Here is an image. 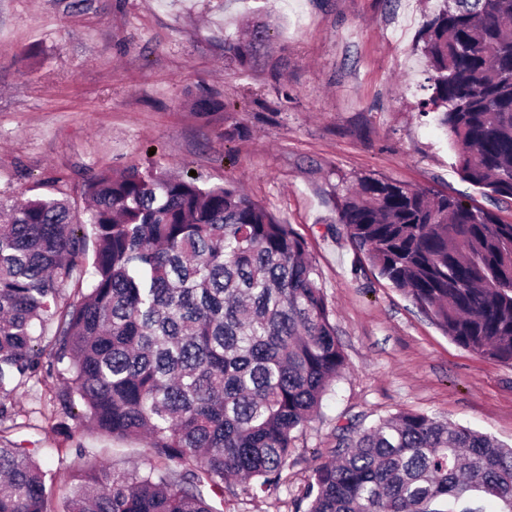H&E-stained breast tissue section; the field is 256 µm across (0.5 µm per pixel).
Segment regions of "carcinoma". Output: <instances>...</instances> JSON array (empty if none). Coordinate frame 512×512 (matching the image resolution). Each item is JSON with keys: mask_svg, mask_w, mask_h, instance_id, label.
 I'll list each match as a JSON object with an SVG mask.
<instances>
[{"mask_svg": "<svg viewBox=\"0 0 512 512\" xmlns=\"http://www.w3.org/2000/svg\"><path fill=\"white\" fill-rule=\"evenodd\" d=\"M267 28L224 53L247 63ZM421 41L423 115L464 181L511 202L512 0H441ZM83 200L79 221L53 187L0 197V395L38 378L47 357L69 374L53 396L64 414L101 436L144 439L150 459L120 476L89 466L62 493L63 512H220L239 484L279 486L347 369L306 240L236 186L154 164L96 174ZM336 212L355 248L452 341L512 364V222L370 175ZM47 319L59 331L44 344L34 327ZM52 475L0 435V512H51ZM485 498L512 512V448L414 411L342 435L303 494L306 512H484Z\"/></svg>", "mask_w": 512, "mask_h": 512, "instance_id": "carcinoma-1", "label": "carcinoma"}]
</instances>
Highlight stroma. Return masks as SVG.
Instances as JSON below:
<instances>
[{
    "instance_id": "35a3bbf8",
    "label": "stroma",
    "mask_w": 512,
    "mask_h": 512,
    "mask_svg": "<svg viewBox=\"0 0 512 512\" xmlns=\"http://www.w3.org/2000/svg\"><path fill=\"white\" fill-rule=\"evenodd\" d=\"M437 0H0V195L72 202L103 170L156 163L232 184L303 236L321 272L348 369L295 445L277 489L225 493L224 512H296L338 428L424 412L512 444V364L460 347L382 278L336 221L363 175L453 192L499 208L463 181L442 132L419 111L429 75L419 32ZM270 46L249 67L224 54L251 18ZM59 377L14 394L11 441L63 486L84 463L76 422L55 414ZM113 474L142 467L143 441L84 433Z\"/></svg>"
}]
</instances>
